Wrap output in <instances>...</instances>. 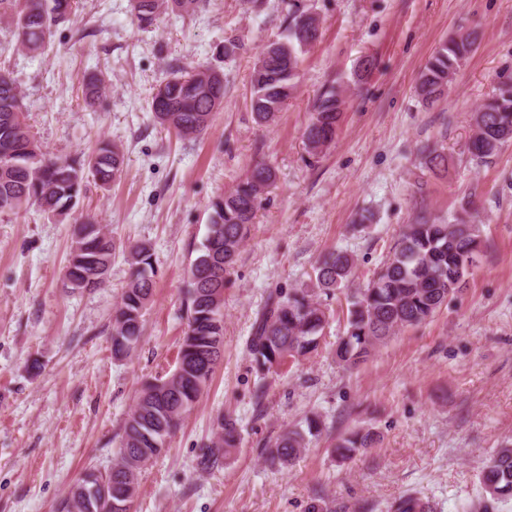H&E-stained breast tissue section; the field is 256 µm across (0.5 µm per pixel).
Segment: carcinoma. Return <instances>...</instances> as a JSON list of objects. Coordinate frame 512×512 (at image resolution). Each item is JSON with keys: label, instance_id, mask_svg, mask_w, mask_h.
Instances as JSON below:
<instances>
[{"label": "carcinoma", "instance_id": "1", "mask_svg": "<svg viewBox=\"0 0 512 512\" xmlns=\"http://www.w3.org/2000/svg\"><path fill=\"white\" fill-rule=\"evenodd\" d=\"M76 0H0V24L15 44L31 54L45 51L52 29L66 20ZM196 0H132L138 22L150 25L168 11L188 13ZM319 35V20L300 8L288 14L286 35L267 44L254 64L251 109L260 124L274 121L293 95L300 56ZM476 37L467 34L441 43L420 75L417 92L425 102L436 100L451 84L460 63L473 51ZM224 107V75L209 68L172 73L151 93L150 112L157 126L184 137L200 135L215 112ZM343 100L331 89L321 96L303 136L309 152L331 143L341 119ZM475 133L468 151L481 162L490 161L512 142V83L473 115ZM125 164V152L101 139L89 154L46 158L27 123L16 79L0 70V211H19L32 205L57 217L68 215L86 190L88 178L102 188L111 185ZM275 180L270 164H253L245 179L209 204L207 234L188 269L185 298L187 327L175 369L166 377L144 382L124 422L118 458L102 473L88 469L58 503L57 512H130L143 467L161 454L168 438L198 402L216 366L224 357V288L226 273L249 237L263 190ZM483 245L481 225L470 222L467 210L443 223L415 220L406 225L392 253L367 288L349 300L343 336L336 358L356 365L388 337L430 318L462 290L468 261ZM112 235L97 217L87 214L74 226L65 270L66 287L101 288L115 255ZM131 275L112 317V354L126 357L143 331V311L152 296L155 269L151 246L126 248ZM354 268L351 254L334 250L314 267L315 286L324 294L348 287ZM327 322L326 308L307 291L274 292L259 313L248 354L259 378L273 373L289 357H305L318 350ZM321 432L318 416L279 435L266 448L269 459L286 467ZM380 441L371 429H355L335 445L336 456L351 458ZM236 423L224 420L205 464L215 463L240 445ZM481 493L473 512H501L512 502V443L497 449L479 474ZM394 512H436L434 504L416 495L401 497Z\"/></svg>", "mask_w": 512, "mask_h": 512}]
</instances>
